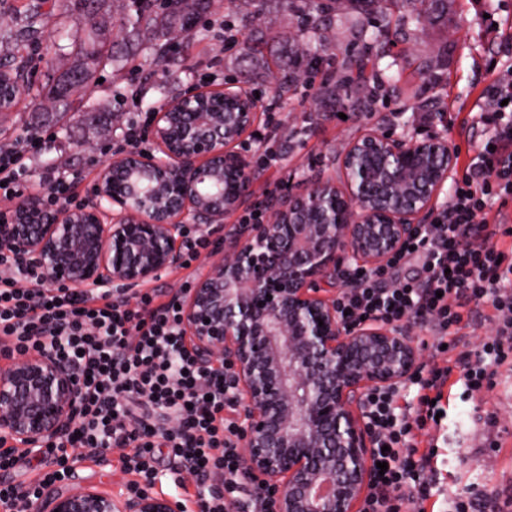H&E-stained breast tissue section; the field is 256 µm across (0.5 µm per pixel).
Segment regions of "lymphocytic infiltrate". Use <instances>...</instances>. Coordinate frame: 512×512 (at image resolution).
Masks as SVG:
<instances>
[{
	"instance_id": "f902f5d3",
	"label": "lymphocytic infiltrate",
	"mask_w": 512,
	"mask_h": 512,
	"mask_svg": "<svg viewBox=\"0 0 512 512\" xmlns=\"http://www.w3.org/2000/svg\"><path fill=\"white\" fill-rule=\"evenodd\" d=\"M479 101L480 123L491 132L487 143L453 181L450 204L420 225L387 264L393 271L416 264L417 276L389 284L382 274L355 272L353 287L336 297V310L348 321L399 327L412 319L432 337V361L411 379L418 387L415 405L399 406L397 386L365 397L371 460L387 469L372 474L359 512H428L436 451L421 444L440 425L437 415L452 377L477 390L489 362L512 359V250L500 246L512 226L492 209L512 196V80L494 79ZM43 144L40 135L29 134L0 147V203L19 195L29 178L26 156ZM474 235L482 246L469 245ZM487 303L495 311L496 332L473 362L458 347ZM0 338L17 354L53 350L74 367L82 389L79 419L69 435L33 457L0 451V503H10V512H30L42 488L74 478L78 461L108 464L114 448L123 449L122 467L134 476L129 491L154 486L164 455L196 476L201 512H241L248 480L232 368H199L183 342L181 312L165 293L142 290L129 299L116 286L64 290L0 252ZM29 465L39 479L22 499L12 476Z\"/></svg>"
}]
</instances>
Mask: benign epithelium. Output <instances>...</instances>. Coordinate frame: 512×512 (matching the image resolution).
I'll list each match as a JSON object with an SVG mask.
<instances>
[{"label":"benign epithelium","instance_id":"benign-epithelium-1","mask_svg":"<svg viewBox=\"0 0 512 512\" xmlns=\"http://www.w3.org/2000/svg\"><path fill=\"white\" fill-rule=\"evenodd\" d=\"M265 104L233 83L202 86L152 110L151 150H129L99 170L85 205L32 194L0 221V251L40 267L64 288L131 293L184 261L183 229L204 230L248 207L254 169L240 146L255 137ZM339 182L270 202L272 221L235 224L174 298L197 364L227 363L254 496L275 512H358L371 477L364 395L409 380L420 348L406 329L347 323L332 287L352 266L382 270L429 221L455 176L443 134L371 129L341 152ZM101 283H96V280ZM0 364V441L34 452L74 425V368L42 348ZM33 512H181L150 491L74 487L39 494Z\"/></svg>","mask_w":512,"mask_h":512}]
</instances>
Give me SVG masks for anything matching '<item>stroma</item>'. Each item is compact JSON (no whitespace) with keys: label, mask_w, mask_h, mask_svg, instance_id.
Listing matches in <instances>:
<instances>
[{"label":"stroma","mask_w":512,"mask_h":512,"mask_svg":"<svg viewBox=\"0 0 512 512\" xmlns=\"http://www.w3.org/2000/svg\"><path fill=\"white\" fill-rule=\"evenodd\" d=\"M303 0H259L247 13L238 0H212L196 15L191 34L173 50L180 65L166 73L145 63L138 49H127L119 25L134 15L131 0H50L52 17L32 45L29 58L37 76L10 116L0 121V142L29 133L46 146L33 155L22 195L40 192L49 169L74 176L78 203L89 191L100 166L125 150L123 133L130 121L146 129L149 105H157L211 79L213 86L232 82L274 97V111L263 113L259 135L248 152L258 166L255 200L283 191L303 192L311 179L339 175L337 152L344 142L370 128L425 135L439 132L465 165L485 140L473 114L483 88L512 65V0H448L444 13L422 24H399L394 43L380 61L391 91L371 108L362 102L372 83L343 85L342 63L361 51L358 31L380 14L364 15L337 0L321 34L326 45L318 69L300 75L283 96L278 79L294 72V56L284 37L296 25ZM94 28H87V19ZM102 56L127 54L135 64L123 72L92 66L89 48ZM94 67L95 80L83 96H71L69 111L50 108L49 89L78 69ZM447 411L433 438L442 488L472 498L512 490V363L492 366L481 390L454 386ZM113 449L110 465L76 464L74 480L57 483L125 490L132 479Z\"/></svg>","instance_id":"obj_1"}]
</instances>
